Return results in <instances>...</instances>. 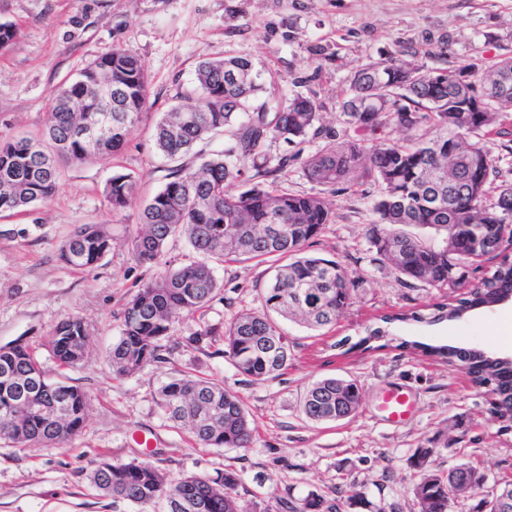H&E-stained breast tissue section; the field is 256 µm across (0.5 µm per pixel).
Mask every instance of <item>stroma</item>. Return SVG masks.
<instances>
[{
  "instance_id": "1",
  "label": "stroma",
  "mask_w": 512,
  "mask_h": 512,
  "mask_svg": "<svg viewBox=\"0 0 512 512\" xmlns=\"http://www.w3.org/2000/svg\"><path fill=\"white\" fill-rule=\"evenodd\" d=\"M0 23L18 31L15 43L0 52L2 138L42 139L52 90L113 48L140 57L151 80V108L116 155L61 165L50 201L0 213V346L39 345L54 320L67 316L82 318L90 339L89 358L72 369L41 355L51 379L89 395L86 426L61 445L22 449L0 442V512H139L90 484L86 474L99 460L148 462L171 480L232 469L247 501L258 506L297 503L316 492L336 500L340 512H355L348 501L355 489L373 512H418L412 489L423 473L444 475L461 463L478 467L491 483L512 477V430H501L491 417L483 389L412 347L416 341L475 347L512 359V323L503 317L512 300L431 323L449 292L377 260L367 237L377 220L371 183L335 197V223L305 249L342 262L355 284L352 303L323 332L278 318L292 353L280 376L251 380L224 355L225 321L262 307L274 273L268 260L215 262L218 293L197 313L173 320L164 360L119 378L107 359L137 285L195 258L188 241L176 237L158 263L135 262L131 240L143 204L174 165L197 168L232 143L230 133L213 135L176 163L155 150L156 122L194 91L201 59L250 58L262 72L258 103L270 107L296 95L316 100L325 125L341 135L340 95L356 66L403 50L431 68L510 55L512 0H0ZM117 172L135 176L139 190L115 214L103 191ZM83 224L112 227L111 252L90 270L60 258L64 242ZM412 312L420 321H397V314ZM385 315L393 324L381 338L369 337L368 326ZM206 330L211 339L189 344ZM186 373L223 383L240 397L255 427L252 447L205 448L166 419L158 388ZM327 377L356 381L363 401L351 419L314 424L302 415L300 400L311 383ZM398 384L410 391L415 410L391 423L378 401ZM420 448L434 451L422 472L409 464Z\"/></svg>"
}]
</instances>
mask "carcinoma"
<instances>
[{
    "label": "carcinoma",
    "instance_id": "obj_1",
    "mask_svg": "<svg viewBox=\"0 0 512 512\" xmlns=\"http://www.w3.org/2000/svg\"><path fill=\"white\" fill-rule=\"evenodd\" d=\"M112 87V108L127 117L112 137L88 144L79 125L102 105L101 76ZM196 90L205 104L184 97L157 122V150L173 159L189 153L200 140L239 122L234 147L212 154L198 169L178 168L140 213L142 228L132 240L140 264L159 260L169 239L186 237L197 259L138 285L126 304L118 338L108 352L113 374H133L162 356V341L172 320L205 307L219 289L212 262L228 255L244 261L287 257L265 288L262 309L242 310L224 324V355L235 369L263 381L288 367L291 352L270 313L302 323L313 331L336 325L350 305L353 279L338 260L305 256L303 250L328 224L336 222L333 203L317 194H293L274 187L277 173L301 161L303 175L327 193H340L371 181L379 187L374 210L379 223L368 240L377 260L402 276L433 288H457L468 269L485 257L499 259L495 270L480 279L470 296L438 306L432 321L453 320L471 308L512 295V262L506 251L512 235V187L492 196L499 170L489 134L499 116L512 112V56L490 61H463L452 69H433L402 52L377 63L358 66L340 102V116L356 138L335 141L336 133L321 124L320 106L311 99H283L274 116L251 101L262 89L260 73L240 56L203 61L196 70ZM149 81L141 59L116 47L80 70L51 96L44 138L0 141V212L21 211L52 198L61 164L83 163L120 150L139 116L148 110ZM407 137H392L395 130ZM323 137L318 152L301 151L271 168L261 150L268 138L301 145ZM252 160L254 174L236 195L227 184L242 176L238 162ZM137 191V178L115 173L104 196L119 213ZM432 229L443 245L426 243L415 230ZM112 250V225L84 224L61 249V258L77 269L95 267ZM45 349L59 366L80 364L89 348L85 322L68 316L54 322ZM464 371L485 389L491 415L512 429V361L475 349L441 345L423 347ZM9 366L14 378L0 377V441L11 447L59 445L82 431L89 398L80 388L49 379L38 347L18 344L0 354V373ZM39 386L48 415L17 406L18 388ZM167 418L184 426L204 447L248 448L253 428L239 397L224 386L193 375L172 378L158 391ZM362 392L352 380L326 378L306 391L301 408L313 422H333L354 415ZM474 466L456 467L448 475H425L413 487L419 512H448L453 480ZM88 480L105 496L141 507V512H184L177 502L198 505L193 512H257L242 499L240 475L226 470L216 477L185 476L173 481L146 462L111 465L101 462ZM282 512H337L336 501L314 492L295 505L278 503Z\"/></svg>",
    "mask_w": 512,
    "mask_h": 512
}]
</instances>
